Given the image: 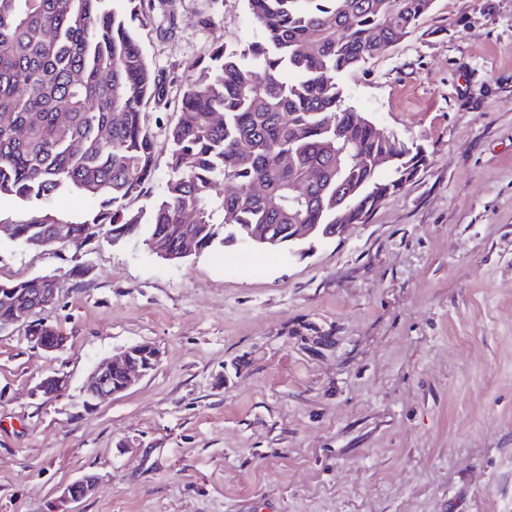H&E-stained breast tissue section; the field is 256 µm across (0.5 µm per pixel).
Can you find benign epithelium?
I'll use <instances>...</instances> for the list:
<instances>
[{"label": "benign epithelium", "mask_w": 512, "mask_h": 512, "mask_svg": "<svg viewBox=\"0 0 512 512\" xmlns=\"http://www.w3.org/2000/svg\"><path fill=\"white\" fill-rule=\"evenodd\" d=\"M56 288H40L30 296L34 309H43L55 298ZM34 346L46 351L62 350L67 342L64 336L42 334L29 337ZM159 361L156 349L150 344H135L121 349L112 358L100 363L90 375L83 388V402L88 408L95 402L120 394L128 390L136 381L154 370ZM119 373L122 381L112 382V374ZM68 381L64 376H49L41 380L34 388V394L52 399L63 394ZM96 476L87 474L82 478L61 487L41 512H75L72 505L88 496L95 488Z\"/></svg>", "instance_id": "benign-epithelium-1"}]
</instances>
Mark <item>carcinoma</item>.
I'll list each match as a JSON object with an SVG mask.
<instances>
[{"label":"carcinoma","instance_id":"cac0c4a2","mask_svg":"<svg viewBox=\"0 0 512 512\" xmlns=\"http://www.w3.org/2000/svg\"><path fill=\"white\" fill-rule=\"evenodd\" d=\"M246 2L260 39L240 52L215 47L185 82L144 224L127 204L157 170L143 107L166 88L137 33L153 0H0V200L25 204L15 237L36 246L65 224L75 247L101 233L135 237L174 260L216 246L290 247L291 225L331 238L427 166L424 147L343 104L339 77L410 34L434 0ZM219 181L233 190L214 193ZM63 195L84 201L81 219L47 207ZM255 228L265 240L244 243ZM48 287L44 276L0 282V323L22 313L5 289L24 304Z\"/></svg>","mask_w":512,"mask_h":512}]
</instances>
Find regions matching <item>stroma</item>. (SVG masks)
I'll list each match as a JSON object with an SVG mask.
<instances>
[{
	"label": "stroma",
	"mask_w": 512,
	"mask_h": 512,
	"mask_svg": "<svg viewBox=\"0 0 512 512\" xmlns=\"http://www.w3.org/2000/svg\"><path fill=\"white\" fill-rule=\"evenodd\" d=\"M140 38L163 152L191 64L255 28L246 0H164ZM340 83L429 155L344 235L179 262L0 237V281L54 276L38 317L67 338L0 329V512L86 474L76 512H512V0H434ZM140 343L158 366L84 408L94 367ZM52 375L65 394L35 397ZM36 321L31 322L32 325L30 329V334L32 335L33 331L38 332L39 329L43 327L44 322ZM33 333L34 336H29V340L33 343L34 346L40 348L46 352H57L62 350L67 342L66 336H55L52 331H49V336L46 333H42V336L39 334Z\"/></svg>",
	"instance_id": "obj_1"
}]
</instances>
